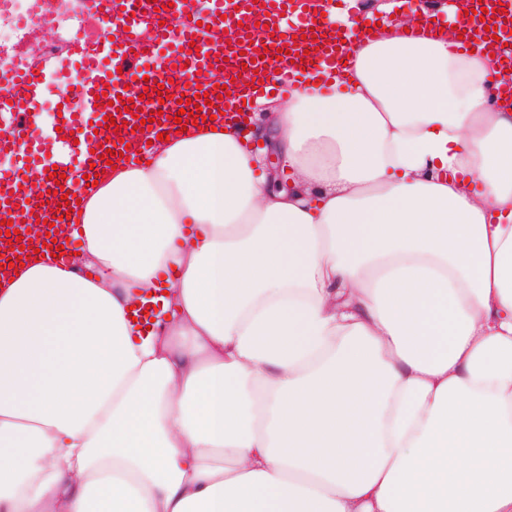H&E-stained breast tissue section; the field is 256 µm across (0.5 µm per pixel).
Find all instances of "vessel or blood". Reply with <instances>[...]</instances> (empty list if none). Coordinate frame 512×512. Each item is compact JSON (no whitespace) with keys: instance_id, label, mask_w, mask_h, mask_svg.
<instances>
[{"instance_id":"vessel-or-blood-1","label":"vessel or blood","mask_w":512,"mask_h":512,"mask_svg":"<svg viewBox=\"0 0 512 512\" xmlns=\"http://www.w3.org/2000/svg\"><path fill=\"white\" fill-rule=\"evenodd\" d=\"M121 3L125 7L124 32H121L118 41L108 40L96 45L93 56L84 62L92 79L75 85L71 97L77 102L78 108L63 115L62 135L66 146L74 148L89 163H99L100 151L108 149L122 152L124 158L134 161H145L150 157L146 139L137 136L131 126L132 114L122 111L121 105L123 100L134 99V92L157 85L156 79L148 78V70L141 67L138 58L143 50L139 18L153 12L155 6H164L167 15L180 18L178 31H170L165 25L156 26L154 42L158 45L169 42L174 35L178 36L181 46L199 41L201 27L205 24L214 31L227 26L236 30L233 45L209 44L203 52L191 56L181 53L179 49L165 57V66L186 65L195 71L194 84L190 88L194 94L205 90L210 97L219 98V86L229 84L247 62L253 63L255 70L269 72L271 83L284 85L293 72L302 67L301 62L292 61L293 53H306L307 59L313 61L315 67L330 69L351 49L350 44L333 41L323 34L322 22L315 19L316 0H234L233 9L218 6L198 20L185 18V0H121ZM287 20L293 23L291 35L280 37L275 44H259L255 37L258 24L279 26ZM124 70L135 73V90L125 89L120 77ZM262 90L259 84L251 89L236 90L232 96L219 98V106L202 105L201 113L207 117L218 113L224 121L238 123L242 118L240 110L244 102L253 101L256 93ZM134 101L146 119L161 113L174 116L180 109L173 97L161 103L144 99ZM108 115L113 116L115 128L106 127L104 118ZM56 145L53 139L47 141L33 136L22 143L14 136L0 135V153L16 156L20 165L37 172L42 191L48 193L44 199L39 194L26 195L23 176L1 177L0 220L18 224L36 215L40 219L57 222L62 201L55 193L57 185L49 177L50 170L44 165L46 155L55 152Z\"/></svg>"}]
</instances>
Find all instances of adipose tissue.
Here are the masks:
<instances>
[{
  "label": "adipose tissue",
  "mask_w": 512,
  "mask_h": 512,
  "mask_svg": "<svg viewBox=\"0 0 512 512\" xmlns=\"http://www.w3.org/2000/svg\"><path fill=\"white\" fill-rule=\"evenodd\" d=\"M441 13L106 170L78 260L0 283V512H512V105Z\"/></svg>",
  "instance_id": "adipose-tissue-1"
}]
</instances>
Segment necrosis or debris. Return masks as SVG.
I'll use <instances>...</instances> for the list:
<instances>
[{
  "label": "necrosis or debris",
  "instance_id": "1",
  "mask_svg": "<svg viewBox=\"0 0 512 512\" xmlns=\"http://www.w3.org/2000/svg\"><path fill=\"white\" fill-rule=\"evenodd\" d=\"M93 14L105 31L116 26L112 0H0V133L15 132L18 111L15 101L26 91L10 85L21 72L82 76L81 55L92 48L79 32L82 12Z\"/></svg>",
  "mask_w": 512,
  "mask_h": 512
}]
</instances>
